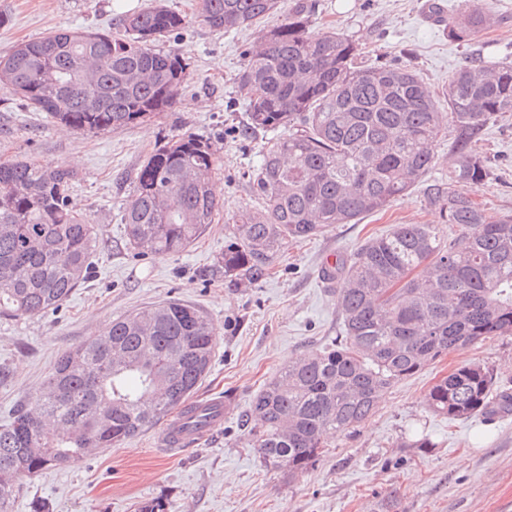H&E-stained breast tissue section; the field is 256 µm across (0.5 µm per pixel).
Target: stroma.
I'll return each mask as SVG.
<instances>
[{
  "label": "stroma",
  "instance_id": "obj_1",
  "mask_svg": "<svg viewBox=\"0 0 512 512\" xmlns=\"http://www.w3.org/2000/svg\"><path fill=\"white\" fill-rule=\"evenodd\" d=\"M152 0H0V55L59 28L118 27L124 15ZM425 0H318L312 33L333 28L359 44L367 64L405 63L430 92L473 62L512 59V0H487L494 26L464 44L425 22ZM258 29L218 34L192 24L163 38L190 64L174 106L134 128L78 133L33 111L0 83V161L17 159L72 168L80 212L95 224L100 247L89 279L59 310L33 317L0 316V425L39 392L57 358L99 335L124 313L160 301L203 309L217 336L210 371L196 397L226 399L224 421L210 437L174 456L150 428L121 448L23 480L13 512H136L162 500L166 512H512V412L464 421L428 412L429 389L462 361L493 369L494 394H512V336L479 342L441 357L391 386L375 413L350 434L329 442L306 470L264 466L241 447L238 423L252 396L295 356L334 342L340 332L336 291L319 278L321 264L355 250L395 224H433L424 183L386 210L357 224H338L277 253L268 278L251 283L224 274L221 258L238 214L261 206L248 175L261 159L263 135L246 133L236 76ZM214 144L219 211L187 251L136 257L125 242L122 216L146 157L175 135ZM479 145L496 177L476 200L486 212L512 215V115L489 125ZM429 436L432 447H415Z\"/></svg>",
  "mask_w": 512,
  "mask_h": 512
}]
</instances>
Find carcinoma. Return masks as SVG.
<instances>
[{
	"instance_id": "1",
	"label": "carcinoma",
	"mask_w": 512,
	"mask_h": 512,
	"mask_svg": "<svg viewBox=\"0 0 512 512\" xmlns=\"http://www.w3.org/2000/svg\"><path fill=\"white\" fill-rule=\"evenodd\" d=\"M279 3L199 0L196 19L215 32L248 29L278 13ZM314 16V0H291L244 52L237 88L248 128L271 137L249 175L262 207L233 225L224 274L260 281L288 243L384 210L434 167L430 146L450 133L448 178L430 183L425 197L453 234L395 224L336 255L341 339L288 361L240 424L244 447L291 475L317 460L324 437L371 417L392 384L444 355L512 336V216L490 215L475 199L494 178L480 135L512 112V62L463 67L434 98L408 65H364L358 44L336 31L311 37ZM495 21L484 0H461L448 35L468 42ZM189 23L156 2L119 31H54L0 56V82L74 132L136 126L176 103L189 63L156 43ZM217 162L212 143L192 134L156 148L124 208L129 248L153 257L187 250L219 209L211 187ZM74 179L49 163L0 161V315L55 309L88 279L96 233L75 209ZM215 340L203 311L167 301L112 320L62 354L42 389L0 427V512H11L23 479L121 448L187 412ZM493 386L492 370L463 362L429 389L426 405L467 419L488 408Z\"/></svg>"
}]
</instances>
